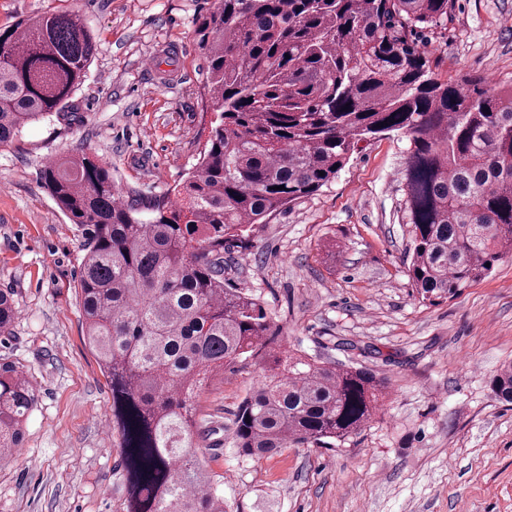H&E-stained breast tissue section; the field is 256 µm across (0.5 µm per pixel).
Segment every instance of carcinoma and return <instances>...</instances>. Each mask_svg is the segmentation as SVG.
<instances>
[{
    "label": "carcinoma",
    "mask_w": 512,
    "mask_h": 512,
    "mask_svg": "<svg viewBox=\"0 0 512 512\" xmlns=\"http://www.w3.org/2000/svg\"><path fill=\"white\" fill-rule=\"evenodd\" d=\"M453 2L219 0L194 22L215 120L180 184L144 200L124 195L104 158L45 165L47 191L82 230L77 288L86 341L112 384L126 512H226L220 481L193 451L194 398L237 358L264 360L233 422L243 458L343 441L382 410L374 371L266 350L263 304L224 287L228 246L330 183L359 143L389 133L408 143V275L421 302L460 295L512 254V87L441 82L417 41L448 29ZM96 53L76 13L0 32V145L49 114L74 120L70 100ZM15 316L0 291V334ZM492 391L512 404L511 365ZM37 400L26 373L0 363L1 459Z\"/></svg>",
    "instance_id": "carcinoma-1"
}]
</instances>
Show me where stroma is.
<instances>
[{"label":"stroma","mask_w":512,"mask_h":512,"mask_svg":"<svg viewBox=\"0 0 512 512\" xmlns=\"http://www.w3.org/2000/svg\"><path fill=\"white\" fill-rule=\"evenodd\" d=\"M218 0H0V31L41 14L85 16L98 44L71 102L0 145V290L18 317L0 360L38 400L19 453L0 459V512H125L123 458L107 377L84 344L77 290L83 239L41 172L84 151L122 189L161 196L196 165L212 117L195 18ZM431 49L440 79L512 84V0H455ZM407 142H360L327 186L231 247L229 288L259 298L271 351L301 350L385 378L383 410L332 448L291 445L245 460L234 414L263 363L242 358L195 399L197 458L229 512H512V405L491 380L512 362V256L456 297L419 302L401 221ZM349 349H339V342Z\"/></svg>","instance_id":"35a3bbf8"}]
</instances>
